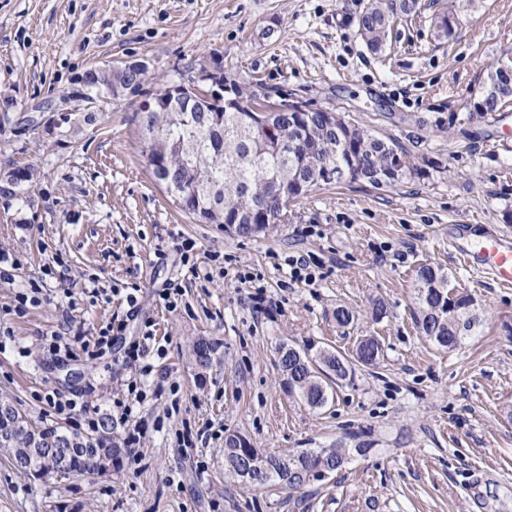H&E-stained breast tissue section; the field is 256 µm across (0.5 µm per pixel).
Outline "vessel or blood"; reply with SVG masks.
<instances>
[{
	"mask_svg": "<svg viewBox=\"0 0 512 512\" xmlns=\"http://www.w3.org/2000/svg\"><path fill=\"white\" fill-rule=\"evenodd\" d=\"M456 255L468 269L492 276L500 287L512 288V235L482 231L477 248L461 247Z\"/></svg>",
	"mask_w": 512,
	"mask_h": 512,
	"instance_id": "vessel-or-blood-1",
	"label": "vessel or blood"
}]
</instances>
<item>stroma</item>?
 <instances>
[{"instance_id": "1", "label": "stroma", "mask_w": 512, "mask_h": 512, "mask_svg": "<svg viewBox=\"0 0 512 512\" xmlns=\"http://www.w3.org/2000/svg\"><path fill=\"white\" fill-rule=\"evenodd\" d=\"M396 22L384 56L357 32L366 0H0V175L31 173L17 195L0 196V252L19 257L13 283L0 282V310L55 254L67 268L39 305L1 318L0 396L35 422L40 394L93 386L104 428L112 424V358L61 365L43 350L65 311L91 333L126 310L139 288L163 355L154 372L178 393L147 398L140 459L93 477L36 479L0 455V512H512V288L467 270L448 242L460 224L512 234V106L473 120L478 91L503 49L512 48V0H475L452 41L437 39L433 0ZM222 58L241 82L262 81L310 107L345 113L411 154L412 177L377 190L362 183L315 189L271 235L239 238L198 224L172 204L142 156L139 100L106 96L76 103L83 74L143 60L146 92L178 82L188 65ZM224 257V275L189 282L177 310L152 301L177 271L179 237ZM310 255L321 278L289 288L286 260ZM444 267L480 302L475 336L442 351L413 321L420 264ZM258 274L273 316L258 319L238 270ZM110 296L88 291L90 278ZM384 300L389 314L374 322ZM355 307L338 328L337 304ZM216 348L197 373L190 347ZM364 336L384 356L356 368L333 400L313 410L284 392L280 343L352 353ZM193 447H179L183 430ZM247 436L283 454L352 448L348 464L304 489L253 491L224 477V439ZM366 453H355L358 443Z\"/></svg>"}]
</instances>
